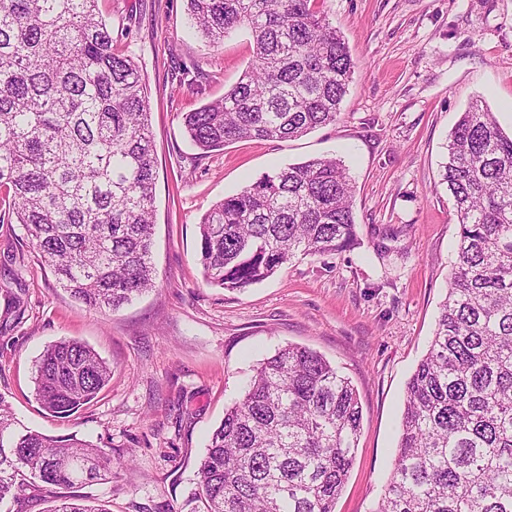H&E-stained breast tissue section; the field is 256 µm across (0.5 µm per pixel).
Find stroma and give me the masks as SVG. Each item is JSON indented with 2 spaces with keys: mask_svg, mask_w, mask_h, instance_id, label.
<instances>
[{
  "mask_svg": "<svg viewBox=\"0 0 512 512\" xmlns=\"http://www.w3.org/2000/svg\"><path fill=\"white\" fill-rule=\"evenodd\" d=\"M355 62L336 123L206 155L185 113L222 97L251 62L240 28L221 45L186 0H99L148 86L157 160L153 290L88 309L58 285L0 206V396L18 429L76 436L112 458L91 492L107 512H191L210 432L260 363L294 344L355 386L362 429L335 512H374L391 478L408 379L426 353L457 259L441 182L450 133L477 97L512 132V0H317ZM335 157L354 185L351 250L299 258L241 292L208 284L197 231L213 206L278 168ZM75 339L112 379L90 407L53 416L34 377L47 346Z\"/></svg>",
  "mask_w": 512,
  "mask_h": 512,
  "instance_id": "obj_1",
  "label": "stroma"
}]
</instances>
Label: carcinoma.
<instances>
[{
  "instance_id": "carcinoma-1",
  "label": "carcinoma",
  "mask_w": 512,
  "mask_h": 512,
  "mask_svg": "<svg viewBox=\"0 0 512 512\" xmlns=\"http://www.w3.org/2000/svg\"><path fill=\"white\" fill-rule=\"evenodd\" d=\"M97 0H0V203L59 286L92 310L154 287L156 165L139 65L118 50ZM214 44L245 26L252 63L185 114L203 153L290 139L336 122L355 62L314 0H187ZM442 181L457 262L430 347L406 386L393 476L374 512H512V135L480 99L461 113ZM341 162L267 173L202 218L206 281L242 291L299 255L357 245ZM112 370L77 340L49 345L35 377L48 412L92 403ZM362 420L351 381L321 354L280 349L224 411L201 459L199 512H335ZM0 401V505L55 488L51 512H107L84 489L112 473L92 444L16 433Z\"/></svg>"
}]
</instances>
